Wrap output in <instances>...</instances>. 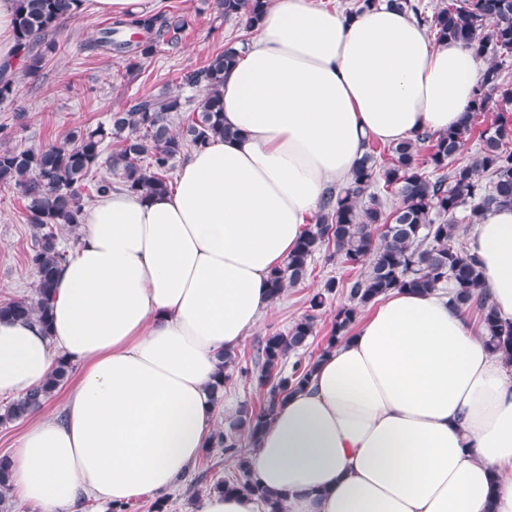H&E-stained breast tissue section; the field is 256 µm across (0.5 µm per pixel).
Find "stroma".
Instances as JSON below:
<instances>
[{
    "label": "stroma",
    "instance_id": "obj_1",
    "mask_svg": "<svg viewBox=\"0 0 512 512\" xmlns=\"http://www.w3.org/2000/svg\"><path fill=\"white\" fill-rule=\"evenodd\" d=\"M142 8L176 11L188 26L179 50L157 47L150 57L140 59L136 78H128L125 60L88 51L96 30L106 20L96 0H84L80 18L57 29L56 49L46 55L36 77L26 75L21 58L12 60L15 92L0 101V132H7L8 146L26 150L60 144L77 128L109 123L112 112L127 108L131 97L168 88L179 70L199 65L225 40L239 34L235 22L219 17L212 0H143ZM22 212L19 194L0 186V301L30 298L35 291L36 276L25 263L32 230ZM310 268L311 275L286 289L243 338L236 350L239 360L249 359L257 338L275 330L287 331L307 314L310 297L328 279L341 282L357 275L340 260L329 259L324 250L315 254ZM194 469L205 472L204 484L192 489L178 486L169 495L168 512H190L193 499L205 494L207 484L233 474L235 462L215 448L209 457L199 458Z\"/></svg>",
    "mask_w": 512,
    "mask_h": 512
}]
</instances>
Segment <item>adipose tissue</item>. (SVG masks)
<instances>
[{"label": "adipose tissue", "mask_w": 512, "mask_h": 512, "mask_svg": "<svg viewBox=\"0 0 512 512\" xmlns=\"http://www.w3.org/2000/svg\"><path fill=\"white\" fill-rule=\"evenodd\" d=\"M485 63L406 13L346 16L272 0L224 74L231 137L196 150L171 191L115 192L85 210L49 327L0 322V397L79 365L63 418L33 417L11 493L39 512L80 496H163L211 445L221 356L272 305L325 188L368 141L463 127ZM465 250L512 321V208ZM287 512H512V364L446 296L393 291L323 355L250 453Z\"/></svg>", "instance_id": "adipose-tissue-1"}]
</instances>
